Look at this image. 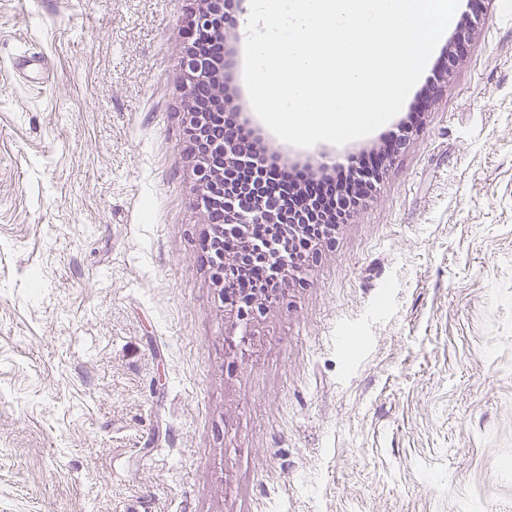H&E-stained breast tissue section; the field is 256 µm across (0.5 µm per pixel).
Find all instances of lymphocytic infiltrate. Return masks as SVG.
I'll list each match as a JSON object with an SVG mask.
<instances>
[{
  "mask_svg": "<svg viewBox=\"0 0 512 512\" xmlns=\"http://www.w3.org/2000/svg\"><path fill=\"white\" fill-rule=\"evenodd\" d=\"M382 163V155L373 154L334 177H294L280 167L267 166L245 169L225 179V193L272 208L276 218L233 251L235 273L254 299L266 298L277 286L270 277L267 258L257 251L258 245L273 241L294 258L309 257L323 241L325 225L348 223L352 207L371 190Z\"/></svg>",
  "mask_w": 512,
  "mask_h": 512,
  "instance_id": "1",
  "label": "lymphocytic infiltrate"
}]
</instances>
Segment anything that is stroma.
Wrapping results in <instances>:
<instances>
[{
	"instance_id": "obj_1",
	"label": "stroma",
	"mask_w": 512,
	"mask_h": 512,
	"mask_svg": "<svg viewBox=\"0 0 512 512\" xmlns=\"http://www.w3.org/2000/svg\"><path fill=\"white\" fill-rule=\"evenodd\" d=\"M188 9L0 0V512H512V0H460L420 125L242 347L201 248ZM245 43L226 95L282 165L398 131L282 141Z\"/></svg>"
}]
</instances>
